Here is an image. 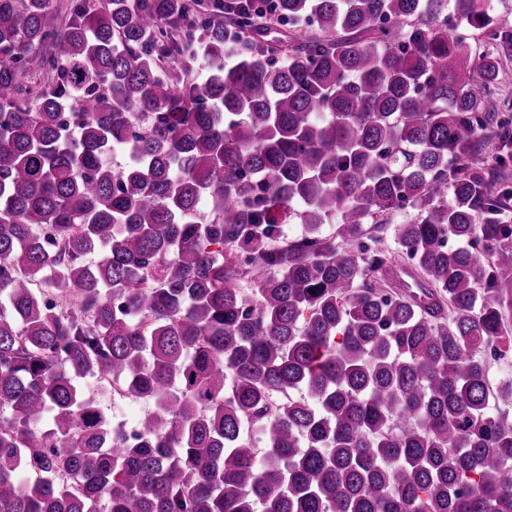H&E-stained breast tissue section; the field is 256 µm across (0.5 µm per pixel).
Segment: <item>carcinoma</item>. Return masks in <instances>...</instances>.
Masks as SVG:
<instances>
[{
	"label": "carcinoma",
	"instance_id": "1",
	"mask_svg": "<svg viewBox=\"0 0 512 512\" xmlns=\"http://www.w3.org/2000/svg\"><path fill=\"white\" fill-rule=\"evenodd\" d=\"M488 8L0 0V512H512ZM86 393L95 396L115 423H133L153 408V404L136 397L112 396V391L102 388L97 380L87 377L82 381Z\"/></svg>",
	"mask_w": 512,
	"mask_h": 512
}]
</instances>
